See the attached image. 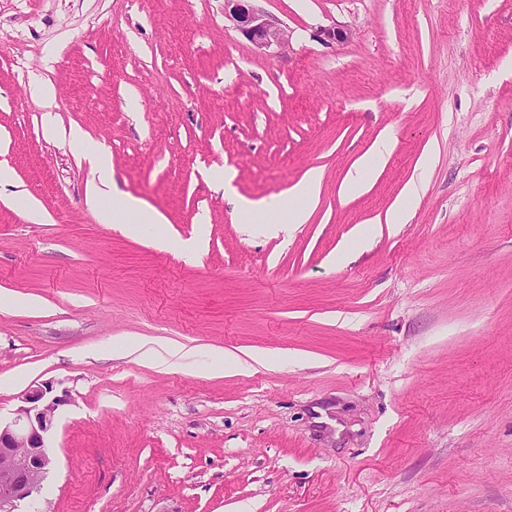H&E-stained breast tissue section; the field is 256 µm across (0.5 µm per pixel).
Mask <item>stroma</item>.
Segmentation results:
<instances>
[{"label":"stroma","mask_w":512,"mask_h":512,"mask_svg":"<svg viewBox=\"0 0 512 512\" xmlns=\"http://www.w3.org/2000/svg\"><path fill=\"white\" fill-rule=\"evenodd\" d=\"M257 6L286 53L224 0H0V420L65 400L42 506L512 512V0ZM74 127L164 224L100 222ZM312 169L307 223L246 230ZM257 0H224V18L261 53L274 56L289 46L288 27L257 8ZM390 149L389 139H383L376 143L373 150L368 152L353 174L347 179V190H361L366 184V179L373 174L383 163ZM422 177L417 180H411L401 197V199L395 203L387 213L386 223L388 224H402L404 223L405 217L409 212L411 204L416 200L420 194V182Z\"/></svg>","instance_id":"stroma-1"}]
</instances>
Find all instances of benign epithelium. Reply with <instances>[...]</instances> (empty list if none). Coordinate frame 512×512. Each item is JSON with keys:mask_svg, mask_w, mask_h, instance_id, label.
<instances>
[{"mask_svg": "<svg viewBox=\"0 0 512 512\" xmlns=\"http://www.w3.org/2000/svg\"><path fill=\"white\" fill-rule=\"evenodd\" d=\"M224 18L261 53L279 55L289 46L288 27L254 0H224ZM51 392L45 386L30 388L13 420L0 422V512H18L55 466L50 434L64 400Z\"/></svg>", "mask_w": 512, "mask_h": 512, "instance_id": "obj_1", "label": "benign epithelium"}]
</instances>
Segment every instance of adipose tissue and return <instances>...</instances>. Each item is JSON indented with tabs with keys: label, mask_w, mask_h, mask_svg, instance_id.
Segmentation results:
<instances>
[{
	"label": "adipose tissue",
	"mask_w": 512,
	"mask_h": 512,
	"mask_svg": "<svg viewBox=\"0 0 512 512\" xmlns=\"http://www.w3.org/2000/svg\"><path fill=\"white\" fill-rule=\"evenodd\" d=\"M69 138L83 144L84 156L96 175L95 183L87 189V202L98 211L103 223L111 224L116 216H125L126 228L133 234L139 232L141 225L161 223V215L147 210L138 199L117 195L112 186L110 155L104 148L86 141L84 133L76 128L70 129ZM320 182L319 171H308L290 189L287 199L274 200L263 205L245 199L240 201L239 210L249 217L258 213L270 215L286 208L290 211V224L306 223L317 203Z\"/></svg>",
	"instance_id": "1"
}]
</instances>
